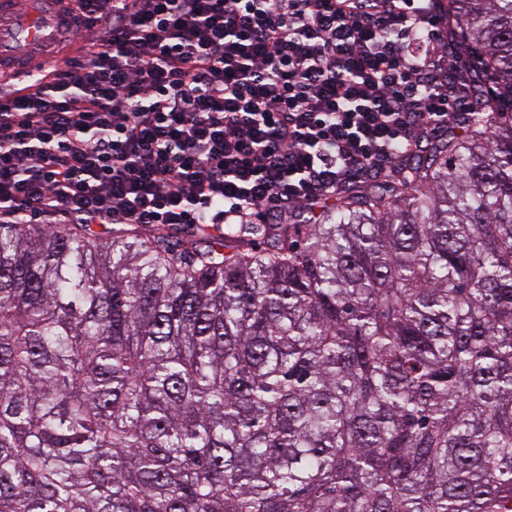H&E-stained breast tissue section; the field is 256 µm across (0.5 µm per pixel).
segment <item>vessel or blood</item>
<instances>
[{
	"label": "vessel or blood",
	"mask_w": 512,
	"mask_h": 512,
	"mask_svg": "<svg viewBox=\"0 0 512 512\" xmlns=\"http://www.w3.org/2000/svg\"><path fill=\"white\" fill-rule=\"evenodd\" d=\"M68 0H32L28 15H20L15 0H0V81L32 79L26 54L35 49L50 48L60 43L72 18Z\"/></svg>",
	"instance_id": "obj_1"
}]
</instances>
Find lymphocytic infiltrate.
<instances>
[{
  "instance_id": "1",
  "label": "lymphocytic infiltrate",
  "mask_w": 512,
  "mask_h": 512,
  "mask_svg": "<svg viewBox=\"0 0 512 512\" xmlns=\"http://www.w3.org/2000/svg\"><path fill=\"white\" fill-rule=\"evenodd\" d=\"M0 92L1 224H278L471 109L441 0H78Z\"/></svg>"
}]
</instances>
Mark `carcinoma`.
<instances>
[{"mask_svg": "<svg viewBox=\"0 0 512 512\" xmlns=\"http://www.w3.org/2000/svg\"><path fill=\"white\" fill-rule=\"evenodd\" d=\"M447 2L510 113L398 189L0 224V512H512V0Z\"/></svg>", "mask_w": 512, "mask_h": 512, "instance_id": "1", "label": "carcinoma"}]
</instances>
